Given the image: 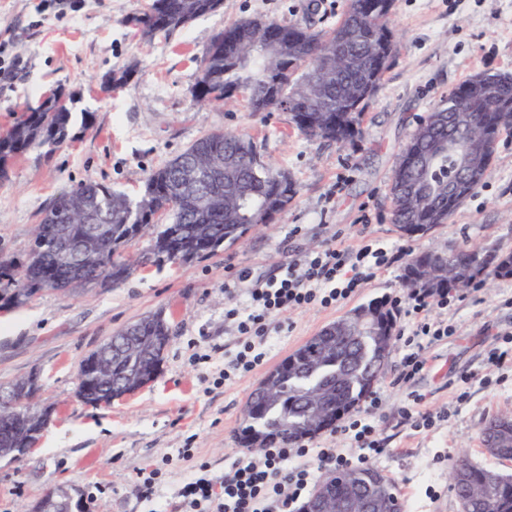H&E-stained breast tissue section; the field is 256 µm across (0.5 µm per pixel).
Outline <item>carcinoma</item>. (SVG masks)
I'll list each match as a JSON object with an SVG mask.
<instances>
[{
  "mask_svg": "<svg viewBox=\"0 0 512 512\" xmlns=\"http://www.w3.org/2000/svg\"><path fill=\"white\" fill-rule=\"evenodd\" d=\"M214 0H152L134 19L140 40L150 43L214 12ZM388 10H372V0H348L336 25L314 30L305 22L281 25L274 20L246 18L216 34L200 61L204 86L194 95L202 102L223 100L237 91L246 94L254 112H277L288 102L289 123L300 133L336 143L355 136L360 118L388 67L394 50ZM482 113V134L495 143L512 134V74L479 73L444 96L421 120L394 166L390 194L392 223L407 236L424 234L446 224L454 212L489 174L494 152L476 159V178L448 195V179L457 177L456 160L433 143L453 133H467L449 121L458 100ZM73 101H49L43 111L23 109L20 118L0 135V182L9 178L11 165L34 146L65 141L74 122ZM222 171L205 184L186 185L189 168H203L211 160ZM296 189L288 174L273 169L261 157L252 138L226 132L204 134L164 166L152 171L141 193L131 198L112 187L85 182L58 196L45 209L36 229L46 245L29 249L26 259L0 257V303L22 305L34 295L51 290L69 294L79 286L110 280L119 284L137 267L187 261L234 242L250 227L270 224L288 207ZM68 206L76 215L75 258L84 247L95 254L94 268L83 281L64 276L50 248L57 224L55 210ZM171 217L153 224L155 212ZM150 233L148 246L133 257L121 247L138 235ZM512 277V252L496 248L436 247L413 256L405 282L437 292L465 288L480 278ZM361 313L375 318L376 332L352 336L345 324ZM140 343L132 352L121 350L124 330L112 335V380L99 383L79 369L86 385L85 403L109 404L152 381L163 361L171 327L158 312L132 323ZM394 338V316L382 303L361 306L323 328L316 336L271 369L248 397L240 443L257 451L273 442L291 443L336 427L340 418L358 405L380 376ZM51 421L17 418L12 430L0 433V453L28 448ZM490 455L512 460V411L497 415L482 429ZM373 469L346 468L336 493L366 490ZM495 477L492 498L474 495L475 485ZM453 488L467 512H512V476L479 468L464 456L451 465Z\"/></svg>",
  "mask_w": 512,
  "mask_h": 512,
  "instance_id": "cac0c4a2",
  "label": "carcinoma"
}]
</instances>
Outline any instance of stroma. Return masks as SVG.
Segmentation results:
<instances>
[{
    "label": "stroma",
    "instance_id": "obj_1",
    "mask_svg": "<svg viewBox=\"0 0 512 512\" xmlns=\"http://www.w3.org/2000/svg\"><path fill=\"white\" fill-rule=\"evenodd\" d=\"M223 0L221 8L142 47L129 24L150 0H0V134L24 104L55 89L76 92V112L91 113L72 137L34 149L0 184V252L23 260L43 211L61 193L96 181L136 195L148 174L204 133H245L263 156L288 172L297 194L271 224L188 262L148 265L114 285L97 282L62 295L43 292L28 303L0 307V385L38 372V401L52 421L23 455L0 458V512H26L45 493L65 488L82 512H180L185 477L206 467L221 476L246 449L236 436L250 393L289 354L328 324L372 301L391 304L409 293L406 261L395 263L335 308L310 307L274 316L263 369L226 385L213 382L234 355L239 335L225 319V287L277 281L291 255L310 253L343 232L354 250L376 241L410 253L440 245L493 246L512 251V134L502 135L488 178L448 224L415 237L390 221L389 188L397 153L441 96L480 72L512 73V0H395L390 25L397 48L369 101L358 135L340 146L294 130L283 112H253L242 97L223 106L196 104L199 63L224 25L264 17L283 24L311 20L331 26L348 0ZM137 63L119 89L108 74ZM512 277L451 293L441 317L453 333L425 348L426 372L395 388L402 356L392 345L373 386L385 397L378 422L387 455L372 463L393 482L404 512H461L450 465L467 452L478 466L512 474V462L487 453L480 432L491 417L512 410V372L488 366V351L512 335ZM164 312L172 328L159 374L133 394L92 406L77 396L83 359L117 330ZM495 378L462 386L461 374ZM424 409L448 411L447 422L416 433L396 411L409 393ZM194 451L174 467L154 499H144L137 474L179 449ZM440 487L430 499L427 485Z\"/></svg>",
    "mask_w": 512,
    "mask_h": 512
}]
</instances>
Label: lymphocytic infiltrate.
I'll return each mask as SVG.
<instances>
[{
  "mask_svg": "<svg viewBox=\"0 0 512 512\" xmlns=\"http://www.w3.org/2000/svg\"><path fill=\"white\" fill-rule=\"evenodd\" d=\"M393 260L385 248L367 244L352 252L336 239L318 251L294 256L280 280L259 282L247 289L246 307L237 305V291L229 289L231 302L224 316L235 321L241 341L227 364V373H248L263 364L267 323L273 316L312 306H335ZM393 305L406 309L413 318L412 328L401 339L406 352L395 379L396 384L406 385L426 369L425 345L450 334L436 318L439 310L447 308L448 294L417 289L407 297L395 298ZM369 403L371 416L349 415L336 428L349 441V449L321 448L305 441L269 445L257 455L239 459L219 480L199 477L185 481L180 489L185 512H300L320 471L364 468L386 454V442L380 438L374 418L382 400L374 395Z\"/></svg>",
  "mask_w": 512,
  "mask_h": 512,
  "instance_id": "f902f5d3",
  "label": "lymphocytic infiltrate"
}]
</instances>
